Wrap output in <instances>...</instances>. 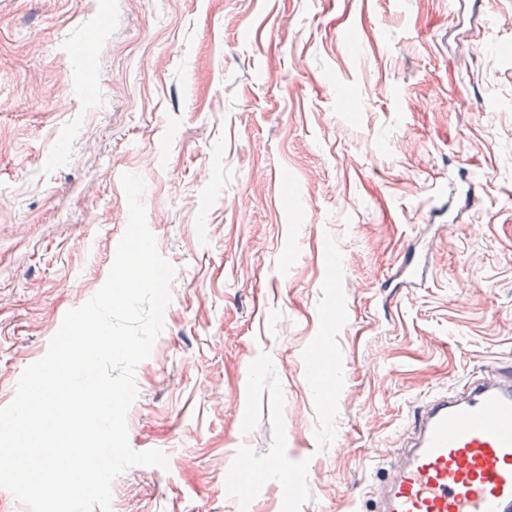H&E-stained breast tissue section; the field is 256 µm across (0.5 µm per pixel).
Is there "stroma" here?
<instances>
[{
  "instance_id": "stroma-1",
  "label": "stroma",
  "mask_w": 512,
  "mask_h": 512,
  "mask_svg": "<svg viewBox=\"0 0 512 512\" xmlns=\"http://www.w3.org/2000/svg\"><path fill=\"white\" fill-rule=\"evenodd\" d=\"M125 172L176 270L128 439L169 467L111 512H371L419 408L512 362V0H0V408Z\"/></svg>"
}]
</instances>
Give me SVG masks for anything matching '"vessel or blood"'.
Here are the masks:
<instances>
[{
	"instance_id": "vessel-or-blood-1",
	"label": "vessel or blood",
	"mask_w": 512,
	"mask_h": 512,
	"mask_svg": "<svg viewBox=\"0 0 512 512\" xmlns=\"http://www.w3.org/2000/svg\"><path fill=\"white\" fill-rule=\"evenodd\" d=\"M372 494L376 512H512V365L433 400Z\"/></svg>"
}]
</instances>
